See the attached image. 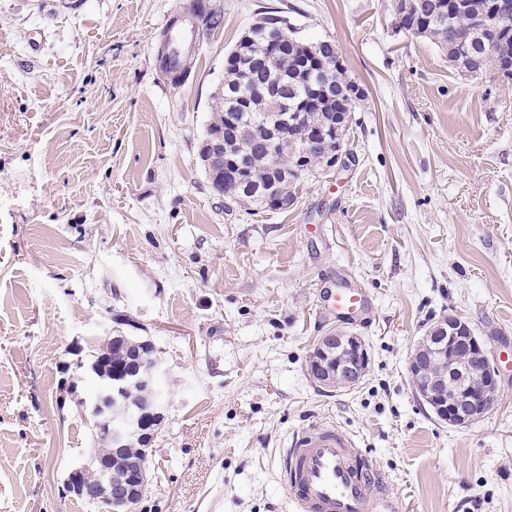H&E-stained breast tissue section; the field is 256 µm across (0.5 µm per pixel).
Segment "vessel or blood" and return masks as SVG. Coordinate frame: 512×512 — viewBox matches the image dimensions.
Masks as SVG:
<instances>
[{"instance_id": "1", "label": "vessel or blood", "mask_w": 512, "mask_h": 512, "mask_svg": "<svg viewBox=\"0 0 512 512\" xmlns=\"http://www.w3.org/2000/svg\"><path fill=\"white\" fill-rule=\"evenodd\" d=\"M353 315L365 305L360 289L331 296ZM282 480L294 512H400L382 474L357 441L331 422H314L296 433L282 459Z\"/></svg>"}]
</instances>
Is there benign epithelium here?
Returning a JSON list of instances; mask_svg holds the SVG:
<instances>
[{"mask_svg": "<svg viewBox=\"0 0 512 512\" xmlns=\"http://www.w3.org/2000/svg\"><path fill=\"white\" fill-rule=\"evenodd\" d=\"M277 34L279 47L284 50L288 49V43L297 42V28L291 23L277 26ZM328 54L329 60L336 62V69L320 85L322 98L331 100L336 94L345 93L346 109L352 112L356 102L361 100L360 90L347 79L339 53L331 49ZM240 83L249 90L254 86L263 87L283 110L298 115L292 123L265 126V134L257 140L269 162L275 165L281 148L288 142V128L302 121L304 109L288 98L286 75L271 84L260 85L253 83L250 71L245 69ZM223 152L222 132L210 135L201 144L200 155L213 184L224 182V170L213 165ZM369 361L368 350L359 337L336 331L321 337L312 348L306 370L322 387H354L365 375ZM408 370L419 384L420 399L438 419L451 426L466 427L495 406L499 377L495 359L469 322L458 315L445 316L432 327L426 340L410 355ZM160 373L159 359L152 357L135 360L108 376H95L99 390L89 405L97 431L110 440L116 452L129 447L134 438L145 447L137 459L114 454L95 467L89 462L76 467L71 472L68 488L78 498L110 508L118 497L128 509L137 507L142 489L151 480L147 459L152 452L154 427L162 418L158 409ZM132 383L145 388L147 407L122 402L124 388Z\"/></svg>", "mask_w": 512, "mask_h": 512, "instance_id": "benign-epithelium-1", "label": "benign epithelium"}]
</instances>
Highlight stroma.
<instances>
[{
  "label": "stroma",
  "instance_id": "35a3bbf8",
  "mask_svg": "<svg viewBox=\"0 0 512 512\" xmlns=\"http://www.w3.org/2000/svg\"><path fill=\"white\" fill-rule=\"evenodd\" d=\"M212 2L176 85L156 50L189 0H0V512H99L67 483L96 447L91 352L125 334L162 362L138 512H291L280 458L320 420L403 512H512V89L396 32L392 0ZM267 13L333 41L364 92L343 167L275 212L221 204L198 157L224 56ZM345 284L369 302L351 319L326 300ZM448 314L500 364L463 428L407 371ZM336 329L370 356L350 389L306 373Z\"/></svg>",
  "mask_w": 512,
  "mask_h": 512
}]
</instances>
